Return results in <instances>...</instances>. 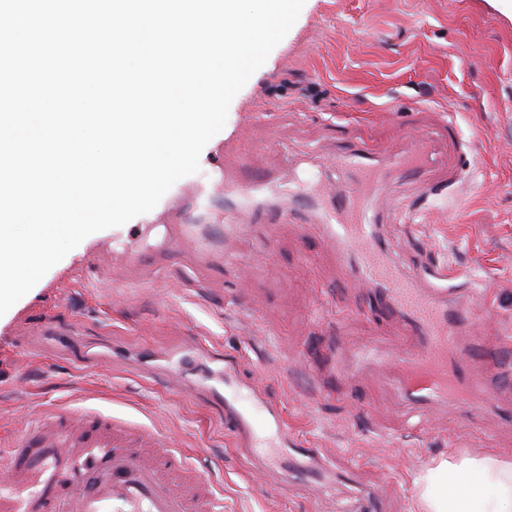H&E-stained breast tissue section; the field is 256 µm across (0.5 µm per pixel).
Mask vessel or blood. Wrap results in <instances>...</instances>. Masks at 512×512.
Here are the masks:
<instances>
[{"mask_svg":"<svg viewBox=\"0 0 512 512\" xmlns=\"http://www.w3.org/2000/svg\"><path fill=\"white\" fill-rule=\"evenodd\" d=\"M423 160L424 142L418 138L392 161L352 144L333 157L340 180L310 187L252 168L236 158L233 145L225 144L216 184L197 185L194 194L203 198L218 188L240 201L218 232L222 238L262 223L263 196L287 197L292 209L307 201L313 222L370 287L371 305L382 313L404 315L411 330L424 337L422 351L397 357L396 367L401 391L427 404L454 401L466 393L468 380L448 358L456 351L457 335L471 327L472 314L457 303L461 285L449 280L447 272H437L438 288L417 275L399 276L375 225L380 211L375 189L382 171L393 167L416 175ZM208 357L220 363L221 375L207 378L203 391L236 448L254 450L255 415L263 413L287 451L283 477L294 485H314L326 468L317 449L299 447L277 403L262 401L256 411L236 398L234 385L241 372L235 356L212 349ZM189 468L186 455L163 432L136 434L126 423L98 412L68 419L56 414L0 455V474L11 487L9 494L0 495V512H223L224 499L212 479L197 476L184 487L174 484L173 473Z\"/></svg>","mask_w":512,"mask_h":512,"instance_id":"1","label":"vessel or blood"}]
</instances>
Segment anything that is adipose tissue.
<instances>
[{
  "instance_id": "adipose-tissue-1",
  "label": "adipose tissue",
  "mask_w": 512,
  "mask_h": 512,
  "mask_svg": "<svg viewBox=\"0 0 512 512\" xmlns=\"http://www.w3.org/2000/svg\"><path fill=\"white\" fill-rule=\"evenodd\" d=\"M413 485L410 512H503L512 503V462L451 455L419 471Z\"/></svg>"
}]
</instances>
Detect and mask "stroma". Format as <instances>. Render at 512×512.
<instances>
[{"mask_svg": "<svg viewBox=\"0 0 512 512\" xmlns=\"http://www.w3.org/2000/svg\"><path fill=\"white\" fill-rule=\"evenodd\" d=\"M252 110L264 114L255 132L245 128ZM222 133L196 176L171 188L178 210L204 226L222 202L196 205L189 188L212 169L223 139L255 166L289 160L334 182L329 138L400 151L419 135L431 147L419 175L379 185L397 199L474 154L465 201L385 217L378 231L401 271L458 269L473 292V336L491 351L512 344V9L503 0H306L232 100ZM103 237H86L0 316V452L44 416L95 410L167 433L217 481L224 512H355L357 492L249 471L215 407L138 374L190 336L237 356L308 447L333 467H356L360 490L374 491L383 512H409L412 479L433 460H512V386L486 383L464 336L457 358L475 391L463 403L418 409L398 391L392 366L372 360L417 350L421 339L401 316L369 310L315 225L281 219L243 239L223 266L182 255L145 283L108 265L94 281L80 279ZM80 346L100 362H78Z\"/></svg>", "mask_w": 512, "mask_h": 512, "instance_id": "obj_1", "label": "stroma"}]
</instances>
